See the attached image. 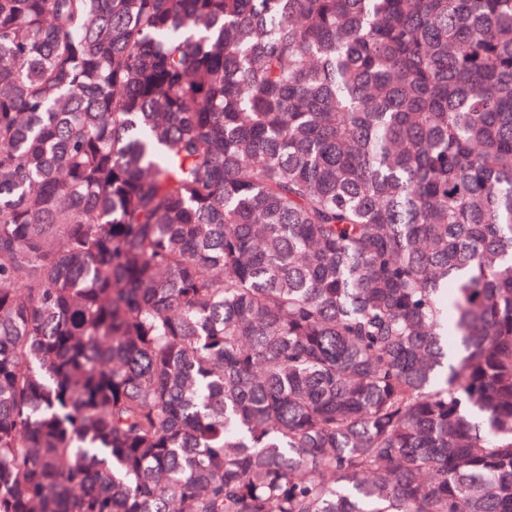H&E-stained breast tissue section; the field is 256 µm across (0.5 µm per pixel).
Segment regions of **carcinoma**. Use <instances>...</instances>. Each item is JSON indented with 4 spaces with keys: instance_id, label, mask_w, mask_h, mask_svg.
<instances>
[{
    "instance_id": "obj_1",
    "label": "carcinoma",
    "mask_w": 512,
    "mask_h": 512,
    "mask_svg": "<svg viewBox=\"0 0 512 512\" xmlns=\"http://www.w3.org/2000/svg\"><path fill=\"white\" fill-rule=\"evenodd\" d=\"M0 512H512V0H0Z\"/></svg>"
}]
</instances>
